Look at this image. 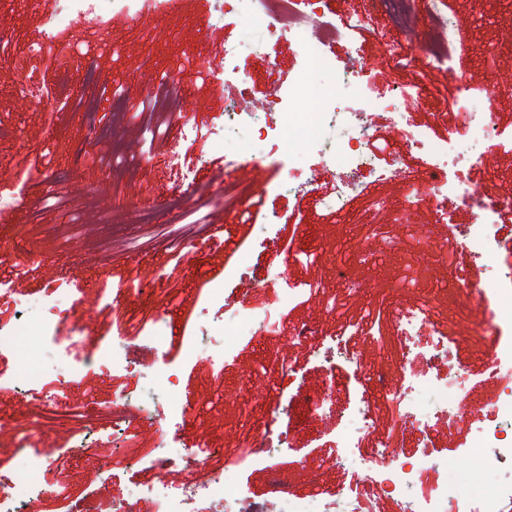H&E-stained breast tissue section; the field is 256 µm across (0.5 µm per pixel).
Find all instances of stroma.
<instances>
[{
	"label": "stroma",
	"mask_w": 512,
	"mask_h": 512,
	"mask_svg": "<svg viewBox=\"0 0 512 512\" xmlns=\"http://www.w3.org/2000/svg\"><path fill=\"white\" fill-rule=\"evenodd\" d=\"M181 13L144 9L135 17L116 13L108 28L74 17L52 46L38 49L44 15L63 0H0V178L24 182V200L0 220V284L26 275V293L53 296L63 283L81 282L92 295L80 305L77 322H64L53 337L35 344L28 358L41 361L45 382L54 386L48 405L20 398L0 386V461L41 459L44 444L57 462L43 466L47 490L40 512H55L58 492L70 498L112 503L137 486L152 493L177 492L191 475L180 462L166 471L153 464L158 445L227 452L249 447L255 432L283 434L286 444L273 459L238 468L242 491L256 507L271 497L274 479H283L294 496L313 499L321 489L353 484L337 456L335 430L340 419L361 410L369 427L359 441L368 453L394 435L398 417L387 394L389 370L405 351L401 325L415 316L427 334L446 337L452 361L441 374L465 371L467 407L473 419L432 422L428 431L408 426L406 456L428 452L448 470H458L477 417L491 406L496 386L485 377L494 354L495 318L471 319L468 296L484 284L487 267L499 274L502 295L512 294V222L495 225L493 252L474 261L448 253V226L467 228L484 213L482 199L455 198L446 211L431 205L405 207V179L362 174L361 186L344 210L327 214L316 196L331 195L337 170L320 166L314 148L295 143L263 159L264 181H256L253 160L241 154L225 174L224 147L214 137L224 126V110L236 101L263 102L272 86H288L304 67L301 51L285 38L269 55L253 52L238 60L227 77L201 72L200 59L220 65L224 44L252 28L230 0H182ZM449 16L467 24L464 63L447 69L396 63L392 52L423 56L408 30L368 0H330L328 18L371 13L370 31L336 43L337 68L349 59L364 66L362 87L372 100L395 87L408 90L400 113L376 110V137L387 139L379 168L402 162L407 177L426 171L431 157L408 151L394 134L400 116L431 140L447 141L458 115L449 98L461 85L512 80V0H443ZM38 78L51 93L54 112L39 109L22 91L17 71ZM169 96L194 134L178 140L164 127L158 98ZM179 164L171 166L170 151ZM284 167L317 173L315 195L296 194L280 183ZM448 175L462 186L482 184L496 196L512 195V151L492 150L482 161H449ZM110 192H103L102 181ZM224 227L216 244L210 225ZM249 258V278H266L279 266L295 284L319 282L320 292L279 308L272 291L256 290L251 302L272 311L273 328L242 340L231 353L214 352L200 365L186 349L205 321L202 310H217L211 297L219 289L235 297L242 286L234 251ZM153 291L137 292L142 275ZM376 314L380 327L369 330L361 316ZM131 321L140 335H159V366L176 371L175 411L160 419L142 415L137 437L124 448L136 464L101 465L109 449L79 454L80 445L108 432L112 401L137 392L152 380L140 368L88 367L112 342L114 317ZM319 336L345 334L355 362L327 368L298 339L302 330ZM288 362L284 378L277 369ZM312 392L323 403H307Z\"/></svg>",
	"instance_id": "obj_1"
}]
</instances>
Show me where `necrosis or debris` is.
Segmentation results:
<instances>
[{"label": "necrosis or debris", "mask_w": 512, "mask_h": 512, "mask_svg": "<svg viewBox=\"0 0 512 512\" xmlns=\"http://www.w3.org/2000/svg\"><path fill=\"white\" fill-rule=\"evenodd\" d=\"M66 2L65 9L44 19L45 36H53L66 26L72 14H92L105 22L115 11L135 14L140 4V0ZM235 2L239 13L262 31L260 41L251 43V50L288 37L299 46L306 65L294 84L276 90L274 98L259 109L225 113L224 142H231L239 131H249L251 151L256 155L273 152L297 137L312 142L324 163L345 170L336 182L334 195L322 202L326 210L340 211L353 189L352 174L378 170L372 146L373 111L399 108L395 95L378 102L366 101L356 108L347 103L349 96L361 93L364 67L358 62L350 69L337 71L331 48L350 33L365 29L368 15H350L337 25L324 19L320 11L323 0H309L310 9L306 12L297 9V0ZM427 10L438 30L437 38L431 41L428 60L437 64L452 61L462 43L464 26L442 11L441 0H429ZM466 91L458 109L461 129L448 142L432 141L411 124L397 125L396 133L407 148L423 150L434 159L432 168L408 180V205L439 204L457 195L458 184L448 178L449 153L478 160L490 143L495 129L494 114L479 109L478 104L501 95L502 89L497 85L470 83ZM297 99L311 102V110L293 111L292 103ZM511 221L512 204L491 200L481 222L470 225L460 241H449L448 249L453 252L462 246L474 257L485 258L493 245L492 227ZM14 304L18 320L0 323L1 352L18 350L22 344L40 338L52 322L68 321L77 312L65 293L49 302L24 297L15 299ZM267 318L266 312L240 302L229 316L213 317L205 331L189 344L187 353L196 355L203 344L232 351L239 338L266 328ZM420 330V325L411 319L402 327L408 353L421 360L423 370L412 375L406 364L396 365L392 371L396 384L389 398L397 408L400 422L411 421L424 427L430 419L449 417L463 410L467 380L461 371L448 378L437 373L438 363L449 355L448 347L443 337H420ZM492 377L497 387L495 402L480 420L468 448L475 464L473 471H440L428 456L400 455L395 443L389 440L368 454L351 458L350 463L359 474L358 489L321 490L318 503L296 500L291 512H335L339 506L345 512H370V495L378 490L407 499L410 512H454L468 499L478 502V512H504L505 502L512 500V482L498 479L497 473L504 460H512V352L499 360ZM212 457V463L199 465L197 479L178 496L163 497L162 512H244L247 498L236 485L228 454L216 451ZM37 470L34 463L0 470V512H36L44 495L35 477ZM488 472L494 473V480H485Z\"/></svg>", "instance_id": "necrosis-or-debris-1"}]
</instances>
